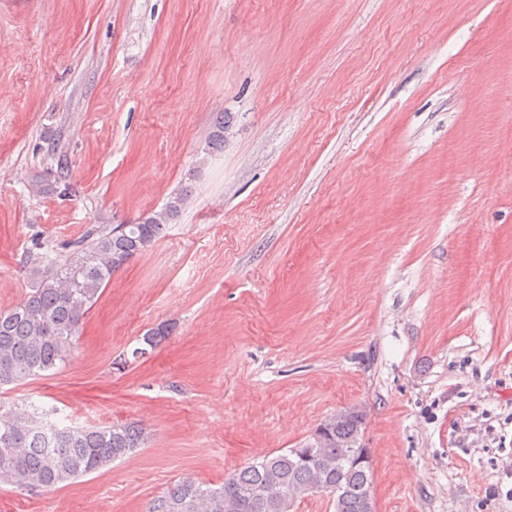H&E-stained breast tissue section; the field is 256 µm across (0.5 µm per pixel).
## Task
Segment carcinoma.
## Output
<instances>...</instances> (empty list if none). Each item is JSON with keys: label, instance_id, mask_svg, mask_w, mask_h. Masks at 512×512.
Instances as JSON below:
<instances>
[{"label": "carcinoma", "instance_id": "cac0c4a2", "mask_svg": "<svg viewBox=\"0 0 512 512\" xmlns=\"http://www.w3.org/2000/svg\"><path fill=\"white\" fill-rule=\"evenodd\" d=\"M176 193L164 208L135 224H105L76 241L67 257L47 259L27 252L29 292L0 311V390L47 376L63 365L83 321L112 274L149 248L187 203ZM171 326L149 330L143 342L155 348ZM47 414L0 404V485L37 494L66 486L133 453L146 429L112 423L92 428H54L46 440ZM315 442L316 459L301 462L293 449L265 455L224 478L215 487L192 477L155 498L148 512H293L318 490L334 493L337 512H362L360 494L372 484L371 470L354 466L365 429L363 410L350 419H326Z\"/></svg>", "mask_w": 512, "mask_h": 512}]
</instances>
